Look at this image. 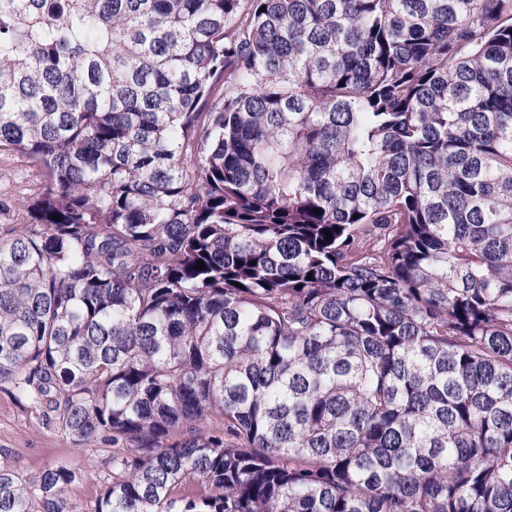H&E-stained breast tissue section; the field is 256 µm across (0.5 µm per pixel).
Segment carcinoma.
Returning <instances> with one entry per match:
<instances>
[{
  "mask_svg": "<svg viewBox=\"0 0 512 512\" xmlns=\"http://www.w3.org/2000/svg\"><path fill=\"white\" fill-rule=\"evenodd\" d=\"M0 150V384L116 448L88 512H512V0H0ZM44 176L26 157L13 151H0V232L30 221L26 203L45 188Z\"/></svg>",
  "mask_w": 512,
  "mask_h": 512,
  "instance_id": "cac0c4a2",
  "label": "carcinoma"
}]
</instances>
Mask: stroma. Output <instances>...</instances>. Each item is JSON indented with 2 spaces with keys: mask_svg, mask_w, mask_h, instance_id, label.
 <instances>
[{
  "mask_svg": "<svg viewBox=\"0 0 512 512\" xmlns=\"http://www.w3.org/2000/svg\"><path fill=\"white\" fill-rule=\"evenodd\" d=\"M44 187L43 175L24 155L0 151L1 233L29 223L26 204ZM111 457L110 446L85 448L65 433L45 428L36 412L18 402L7 387H0V465L27 479L57 464L79 470L81 476L69 487L67 499L77 512H85L111 479Z\"/></svg>",
  "mask_w": 512,
  "mask_h": 512,
  "instance_id": "obj_1",
  "label": "stroma"
}]
</instances>
